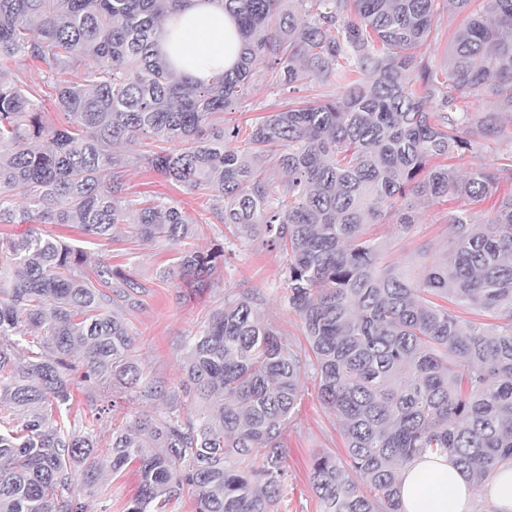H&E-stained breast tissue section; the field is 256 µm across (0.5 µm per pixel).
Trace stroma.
Returning a JSON list of instances; mask_svg holds the SVG:
<instances>
[{
	"instance_id": "1",
	"label": "stroma",
	"mask_w": 512,
	"mask_h": 512,
	"mask_svg": "<svg viewBox=\"0 0 512 512\" xmlns=\"http://www.w3.org/2000/svg\"><path fill=\"white\" fill-rule=\"evenodd\" d=\"M266 65L255 67L258 87L249 99L226 112L225 122L236 125L254 117L277 111L293 92L288 86L267 87ZM128 195L169 198L192 216L205 213L206 201L198 195L176 188L157 173L135 165L124 175ZM36 232L55 236L84 249L89 261L102 260L121 269L133 280L147 285L137 308L127 319L148 378L165 385L176 384L183 361L185 336L196 331L199 322L224 290L256 289L266 296L264 316L279 335L301 340L300 318L282 299L280 271L282 255L242 247L213 277L210 286L176 285L173 279H160L159 273L172 269L176 248L165 240L134 246L124 242L94 241L74 224H0V234L23 236ZM448 240V208L441 204L420 206L417 223L400 243L398 259H405L420 247H444ZM284 464L288 479L278 512H317V499L310 484V464L323 451L342 453L343 441L336 418L319 402L313 388H306L299 412L283 435ZM136 465H129L117 476H105L95 487L80 490L88 512H125L138 492Z\"/></svg>"
}]
</instances>
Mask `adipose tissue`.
<instances>
[{"label": "adipose tissue", "instance_id": "adipose-tissue-1", "mask_svg": "<svg viewBox=\"0 0 512 512\" xmlns=\"http://www.w3.org/2000/svg\"><path fill=\"white\" fill-rule=\"evenodd\" d=\"M240 39L221 0H186L164 23L160 49L192 83L234 66ZM401 512H512V464L475 482L446 455L426 454L402 470L397 490Z\"/></svg>", "mask_w": 512, "mask_h": 512}]
</instances>
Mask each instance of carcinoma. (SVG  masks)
Instances as JSON below:
<instances>
[{
	"label": "carcinoma",
	"mask_w": 512,
	"mask_h": 512,
	"mask_svg": "<svg viewBox=\"0 0 512 512\" xmlns=\"http://www.w3.org/2000/svg\"><path fill=\"white\" fill-rule=\"evenodd\" d=\"M184 0H0V49L40 63L65 117L0 66V224H77L98 239L179 247L172 274L203 286L238 246L286 258L283 299L305 342L278 335L257 290L224 300L185 337L182 378L154 390L123 311L146 286L53 237L0 236V512H86L94 486L135 461L126 512H275L287 473L283 434L304 383L336 416L344 454L313 459L319 512H400L404 463L451 457L488 477L512 462V0H484L455 32L444 68L424 62L432 19L470 0H221L241 51L211 82L182 78L158 50ZM266 86L314 91L250 124L224 113ZM344 87L338 97L326 86ZM493 108L476 116L466 99ZM499 140L491 167L461 172L474 140ZM124 141L129 154L114 151ZM274 154L285 180L269 173ZM140 164L209 197L224 227L194 247L199 221L162 198H128ZM452 203L448 247L392 260L369 232L416 224ZM87 411L72 412L71 388ZM110 383L121 395L104 387ZM162 405L121 414L123 397ZM108 422V446L98 425Z\"/></svg>",
	"instance_id": "carcinoma-1"
}]
</instances>
